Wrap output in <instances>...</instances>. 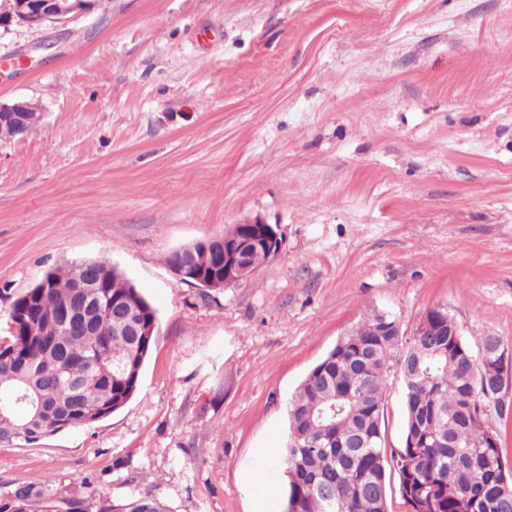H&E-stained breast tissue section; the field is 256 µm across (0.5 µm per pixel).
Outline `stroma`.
<instances>
[{
	"label": "stroma",
	"mask_w": 512,
	"mask_h": 512,
	"mask_svg": "<svg viewBox=\"0 0 512 512\" xmlns=\"http://www.w3.org/2000/svg\"><path fill=\"white\" fill-rule=\"evenodd\" d=\"M38 127L0 137V336L52 268L106 260L158 311L139 389L89 428L0 447V485L172 512L282 488L285 403L374 310L512 346V0H104L0 72ZM255 218L283 251L201 288L174 252ZM401 375L384 400L399 447ZM95 474L94 485L84 478Z\"/></svg>",
	"instance_id": "35a3bbf8"
}]
</instances>
